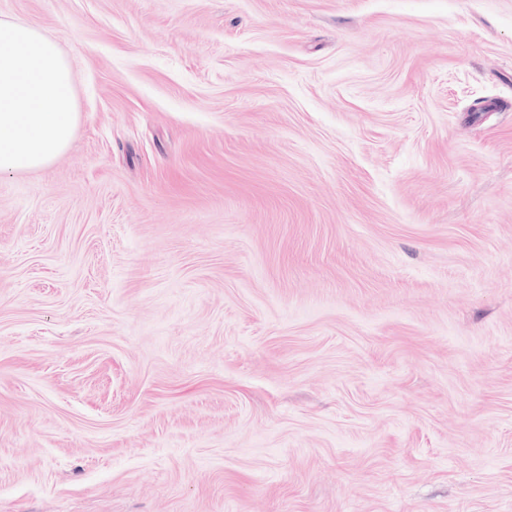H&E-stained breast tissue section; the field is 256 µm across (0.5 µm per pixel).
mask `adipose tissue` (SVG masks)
Returning <instances> with one entry per match:
<instances>
[{"instance_id": "1", "label": "adipose tissue", "mask_w": 512, "mask_h": 512, "mask_svg": "<svg viewBox=\"0 0 512 512\" xmlns=\"http://www.w3.org/2000/svg\"><path fill=\"white\" fill-rule=\"evenodd\" d=\"M78 120L67 59L19 19H0V174L44 167L70 145Z\"/></svg>"}]
</instances>
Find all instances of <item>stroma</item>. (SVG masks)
<instances>
[{"label": "stroma", "instance_id": "obj_1", "mask_svg": "<svg viewBox=\"0 0 512 512\" xmlns=\"http://www.w3.org/2000/svg\"><path fill=\"white\" fill-rule=\"evenodd\" d=\"M78 124L0 175V512H512V0H0Z\"/></svg>", "mask_w": 512, "mask_h": 512}]
</instances>
